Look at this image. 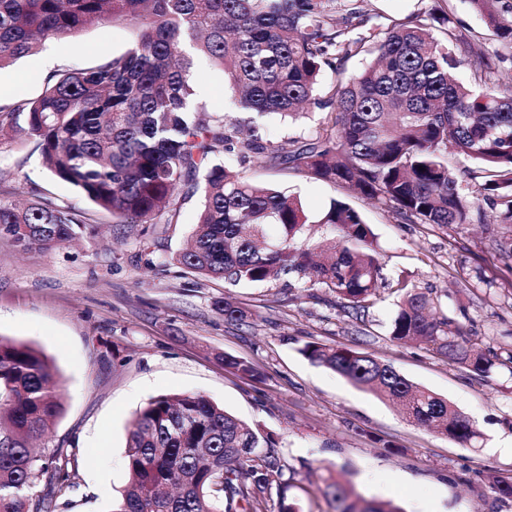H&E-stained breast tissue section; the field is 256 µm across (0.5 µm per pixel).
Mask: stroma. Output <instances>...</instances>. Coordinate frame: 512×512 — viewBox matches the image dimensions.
I'll list each match as a JSON object with an SVG mask.
<instances>
[{
	"label": "stroma",
	"mask_w": 512,
	"mask_h": 512,
	"mask_svg": "<svg viewBox=\"0 0 512 512\" xmlns=\"http://www.w3.org/2000/svg\"><path fill=\"white\" fill-rule=\"evenodd\" d=\"M363 6L369 27L378 29L413 13L445 12L466 40L495 53L496 79L512 83V45L498 40L467 0H364ZM134 42L130 27L112 21L46 40L0 70L1 84L18 87L0 98V107L37 98L50 73L95 67ZM195 71L207 110L237 116V95L223 71L202 56ZM335 81V72L325 69L317 100L300 123L259 119L263 137L306 142L322 134L331 115L323 101ZM223 160L249 178L296 192L313 212L346 195L284 165L229 154ZM38 196L90 217L79 240L51 252L23 251L0 235V337L41 349L54 362L63 393L64 411L45 447L68 455L74 486L59 492L54 512H105L128 483L124 456L135 413L153 397L179 393L202 394L273 435L282 472L250 512H279L284 499L299 512H335L325 487L331 472L365 499L403 512H512V499L493 486L494 478L512 479V454L498 449L512 437V255L499 248L512 226L408 224L383 205L355 200L376 235L383 276L357 319L318 283L294 288L283 275L232 285L188 273L176 255L198 220L199 192L179 189L171 223L116 224L75 187L50 176L35 138L4 131L0 197ZM402 279L495 355L487 376L426 344L391 339ZM227 297L250 312L248 323L224 318L215 303ZM310 342L388 361L469 417L482 434L477 447H460L406 421L388 400L310 362L301 353ZM225 354L250 363L260 380L225 368Z\"/></svg>",
	"instance_id": "stroma-1"
}]
</instances>
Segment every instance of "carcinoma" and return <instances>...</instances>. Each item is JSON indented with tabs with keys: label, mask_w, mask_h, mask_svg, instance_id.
<instances>
[{
	"label": "carcinoma",
	"mask_w": 512,
	"mask_h": 512,
	"mask_svg": "<svg viewBox=\"0 0 512 512\" xmlns=\"http://www.w3.org/2000/svg\"><path fill=\"white\" fill-rule=\"evenodd\" d=\"M502 41L512 42V4L469 0ZM361 0H0V69L47 39L76 36L95 21H120L134 47L91 69L60 73L33 101L0 109V130L25 115L43 165L76 187L116 224H154L177 211L175 190H201V211L177 258L192 274L259 283L283 274L325 285L352 316L379 289L376 237L362 213L333 199L308 214L299 197L254 182L216 161L236 152L283 163L390 208L410 224H512V93L494 78L493 57L455 29L439 40L431 15L412 14L383 30L359 31ZM205 56L238 92L241 112L295 121L313 100L324 68L336 72L329 97L334 129L298 144L264 140L237 120L208 112L194 91L193 59ZM358 55L375 61L347 74ZM469 65L474 80L451 72ZM469 157L466 189L448 153ZM90 217L47 197L17 205L0 198V231L23 250L52 251L78 238ZM332 235L313 243L307 226ZM392 322L398 342L420 339L478 376L493 360L466 329L429 314L432 299L401 283ZM217 308L243 322L246 310ZM301 353L358 387L375 391L405 419L448 435L464 448L480 438L448 400L401 375L390 363L350 347L306 344ZM58 375L35 346L0 337V512H51L38 494L73 485L57 451L37 453L64 405ZM274 439L199 394L160 395L137 411L125 448L130 483L107 512H245L243 504L281 475ZM336 512H401L352 498L328 474Z\"/></svg>",
	"instance_id": "carcinoma-1"
}]
</instances>
